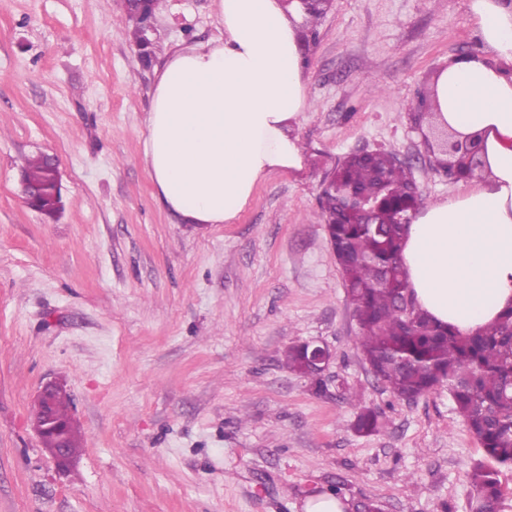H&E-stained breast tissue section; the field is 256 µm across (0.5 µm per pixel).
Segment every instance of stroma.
<instances>
[{"label":"stroma","instance_id":"1","mask_svg":"<svg viewBox=\"0 0 512 512\" xmlns=\"http://www.w3.org/2000/svg\"><path fill=\"white\" fill-rule=\"evenodd\" d=\"M469 4L333 0L303 43V169L194 226L157 198L147 117L164 59L223 35L218 0H161L148 69L122 0H0V512H304L335 489L382 512H468L483 449L447 387L407 402L373 377L320 192L362 148L411 157L424 202L462 190L429 166L418 101L478 52ZM43 153L55 219L21 196L23 158ZM304 342L333 353L324 391L283 364ZM50 382L82 432L63 469L30 419ZM362 405L380 432L353 430Z\"/></svg>","mask_w":512,"mask_h":512}]
</instances>
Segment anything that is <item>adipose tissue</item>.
<instances>
[{"label": "adipose tissue", "instance_id": "obj_1", "mask_svg": "<svg viewBox=\"0 0 512 512\" xmlns=\"http://www.w3.org/2000/svg\"><path fill=\"white\" fill-rule=\"evenodd\" d=\"M484 53L438 74L437 126L479 136L483 178L427 204L402 244L408 286L464 334L512 308V0H470ZM221 38L169 56L153 90L145 156L164 206L186 224L231 222L275 170H301L291 129L309 107L299 12L281 0H220Z\"/></svg>", "mask_w": 512, "mask_h": 512}]
</instances>
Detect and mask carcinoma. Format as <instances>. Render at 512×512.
<instances>
[{"mask_svg": "<svg viewBox=\"0 0 512 512\" xmlns=\"http://www.w3.org/2000/svg\"><path fill=\"white\" fill-rule=\"evenodd\" d=\"M130 18L137 60L146 65L154 54L153 43L144 39L141 20L133 14ZM397 157L388 149L362 156L351 153L333 168L334 188L321 195L326 231L359 323L360 350L373 375L400 400L414 399L439 385L448 387L457 412L485 454L469 473L470 512H499V472L512 468V310L463 336L436 324L414 302H406L402 219L416 213L423 199L414 193L410 166ZM22 170L33 184L50 180L40 155L26 159ZM357 197L367 199L369 213L350 205ZM284 365L312 378L316 390L324 387L300 346L288 347ZM31 418L63 426L68 451L77 454L81 434L69 415L65 392L37 400ZM354 429L379 431L378 413L361 408Z\"/></svg>", "mask_w": 512, "mask_h": 512, "instance_id": "obj_1", "label": "carcinoma"}]
</instances>
